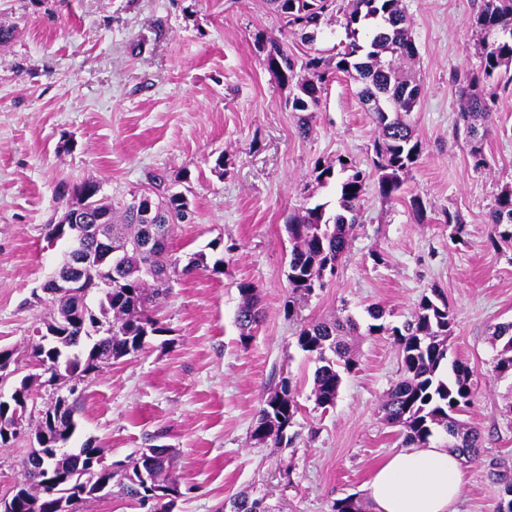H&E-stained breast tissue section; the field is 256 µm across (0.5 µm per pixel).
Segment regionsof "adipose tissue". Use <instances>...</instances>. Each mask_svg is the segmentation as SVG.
<instances>
[{"instance_id":"ef3b65f1","label":"adipose tissue","mask_w":512,"mask_h":512,"mask_svg":"<svg viewBox=\"0 0 512 512\" xmlns=\"http://www.w3.org/2000/svg\"><path fill=\"white\" fill-rule=\"evenodd\" d=\"M463 487L457 454L435 439L382 460L371 472L365 493L373 512H459Z\"/></svg>"}]
</instances>
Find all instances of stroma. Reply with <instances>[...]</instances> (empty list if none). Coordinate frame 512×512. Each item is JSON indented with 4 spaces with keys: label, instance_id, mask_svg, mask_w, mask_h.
<instances>
[{
    "label": "stroma",
    "instance_id": "35a3bbf8",
    "mask_svg": "<svg viewBox=\"0 0 512 512\" xmlns=\"http://www.w3.org/2000/svg\"><path fill=\"white\" fill-rule=\"evenodd\" d=\"M478 4L402 0L418 47L404 66L422 86L410 121L424 150L396 198L368 189L335 273L290 315L285 215L337 208L335 184L314 181L316 162L372 165L376 123L358 82L337 74L304 136L299 113L285 105L295 87L267 70L257 38L287 41L298 58L304 46L266 0H0V26L14 31L0 44V346L21 345L48 317L49 303L33 293L68 245L49 244L45 227L83 180L127 201L164 175L194 209L173 249L203 250L221 264L174 282L159 307L165 333L77 382L70 447L93 441L118 464L168 445L180 491L174 512H217L242 492L270 512H331L336 499L363 494L373 468L401 447L379 410L400 362L389 336L355 338L358 366L323 411L311 398L316 364L296 334L305 322L347 314L368 323L372 304L396 326L436 288L456 317L450 354L474 372L465 419L482 435L479 458L462 466L459 512H495V474L512 469V415L502 410L512 385L497 378L487 338L512 322V250L490 245L488 213L512 186V87L495 91L488 164L475 168L456 128L459 81L480 68ZM448 209L465 224L463 239L450 238ZM244 283L257 286L263 309L245 344L235 323ZM285 377L300 405L294 440L255 443L261 401ZM30 448L25 434L0 447V498L21 481Z\"/></svg>",
    "mask_w": 512,
    "mask_h": 512
}]
</instances>
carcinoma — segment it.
<instances>
[{"mask_svg":"<svg viewBox=\"0 0 512 512\" xmlns=\"http://www.w3.org/2000/svg\"><path fill=\"white\" fill-rule=\"evenodd\" d=\"M267 2L285 28L300 33L302 41L311 45L325 17L336 10L338 0ZM342 14L345 39L333 47L334 53L328 58L308 53L298 61L278 39L269 40L263 47L265 66L279 82H296L297 93L286 105L295 112L306 113L300 121L301 134L309 133L312 112L318 108L327 83L338 73L360 83L358 97L363 104H372L370 111L379 131L372 170L360 169L343 158L337 159L335 165L319 163L313 170L319 185L336 180L340 211L331 214L323 203L291 212L285 219L291 243L288 282L293 292L303 296L322 287L325 274L334 273L346 254L371 177L377 176L382 198H394L402 189L404 175L423 151V143L409 121L421 88L398 67V62L418 53L401 0H349ZM471 24L484 34V42L480 72L461 89L463 107L459 119L465 139L471 143L475 167L480 168L485 164L482 141L489 133L492 117L484 85L512 83V36H501L505 28L512 29V0H480ZM298 69L304 72L299 79ZM151 183L152 188L138 199L118 208L99 197L100 186L94 180L73 187L71 206L65 215L76 218L77 226L90 211L106 216V223L112 225V258L80 273L86 292L79 297L82 306L71 318H58L59 303L51 295V280H46L42 291L48 295L53 315L44 322V329L20 351L0 347V387L11 389L10 398L0 400V447L16 438L11 431L16 413L26 404L37 408L33 384L42 374L49 373L51 379L80 381L143 350L149 337L165 332L154 311L169 295L174 278L208 269L204 252L187 254L189 262L184 264L182 256L171 248L174 228L190 221L189 199L181 192L161 191L164 180L158 176L152 177ZM489 224L491 245L496 249L505 245L511 248L512 187L495 198ZM239 292L241 302L235 322L245 344L261 318L258 288L245 283ZM366 312L372 320L367 333L388 334L401 364L400 377L381 403L384 420L400 428L406 446L442 439L465 461L477 460L480 431L457 418L473 404L474 372L457 358L448 360V340L455 325L448 300L431 290V294L421 297L411 319L400 327L381 323L384 311L376 305L367 307ZM359 334L360 323L351 315L312 321L297 333L298 346L316 363L312 388L316 407L325 410L336 404L343 376L353 373L357 366L345 337ZM490 343L496 351L497 377L512 380V323L495 326ZM22 366L32 372L20 379L12 378ZM43 406L61 411V422L54 429L41 421L36 425L37 448L24 459V481L14 487L8 500L11 512H60L62 502L67 505V512H84L85 505L100 493L111 492L114 479L124 495L148 508V512H172L174 502L162 503L148 494L137 473V460L130 461L124 473L119 474L103 465L102 451L91 440L75 452L66 450L78 427L77 401L52 399ZM299 410L291 382L282 379L262 400L250 437L258 444L289 443L288 429ZM146 455L154 459L151 485L171 486L167 478L172 460L169 449L150 448ZM42 467L54 472L55 484L34 480L35 471ZM497 477L504 485L505 497L496 512H512V472L506 470ZM261 503L259 498L239 494L228 501V506L232 512H257ZM332 512H363V506L359 497L351 494L336 500Z\"/></svg>","mask_w":512,"mask_h":512,"instance_id":"obj_1","label":"carcinoma"}]
</instances>
